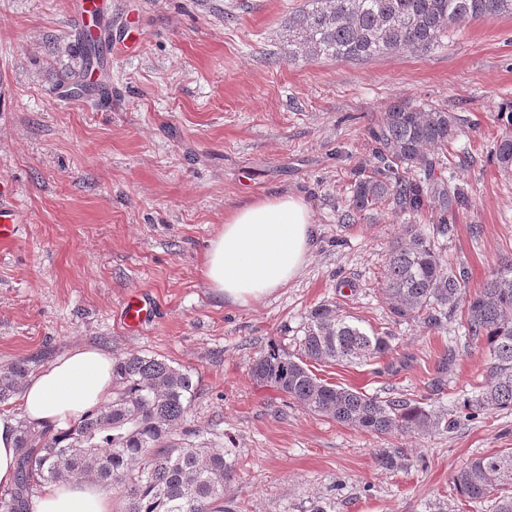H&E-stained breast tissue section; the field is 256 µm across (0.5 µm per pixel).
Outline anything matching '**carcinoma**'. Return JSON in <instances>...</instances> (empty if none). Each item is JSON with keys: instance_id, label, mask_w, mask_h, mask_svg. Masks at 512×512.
I'll return each instance as SVG.
<instances>
[{"instance_id": "1", "label": "carcinoma", "mask_w": 512, "mask_h": 512, "mask_svg": "<svg viewBox=\"0 0 512 512\" xmlns=\"http://www.w3.org/2000/svg\"><path fill=\"white\" fill-rule=\"evenodd\" d=\"M512 13V0H308L288 19V59H368L405 48L427 50L452 28L486 16ZM503 132L493 155L512 172V104L496 114ZM456 117L445 111L395 104L377 129L371 170L357 172L348 211H370L385 202L417 214L426 206L433 160L429 151L448 144ZM407 226L389 250L380 290L393 318L418 319L437 327L462 308L465 344L489 352L487 379L463 401L466 416L485 410L512 411V263L467 293L466 274L443 262L438 238ZM388 332L366 329L332 303L315 306L301 340L302 358L292 359L270 344L258 352L251 376L305 410L375 436L421 434L448 429L455 421L425 403L405 397L368 395L318 379L304 359L368 364L392 351ZM30 370L19 358L0 367V402L18 393ZM112 401L66 429L18 426V477L0 497V512H33L43 485L91 476L122 501L121 512H234L228 490L234 477L230 449L214 450L174 438L191 408L192 376L163 359L131 354L113 361ZM457 492L482 502L492 492L512 489V448L477 457L453 478Z\"/></svg>"}]
</instances>
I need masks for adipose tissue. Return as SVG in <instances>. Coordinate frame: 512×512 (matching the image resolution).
Wrapping results in <instances>:
<instances>
[{
    "label": "adipose tissue",
    "instance_id": "obj_1",
    "mask_svg": "<svg viewBox=\"0 0 512 512\" xmlns=\"http://www.w3.org/2000/svg\"><path fill=\"white\" fill-rule=\"evenodd\" d=\"M314 224L298 196L274 194L232 212L211 240L201 275L226 302L248 306L296 279L313 250ZM112 356L97 347L72 348L34 375L20 393L24 417L67 426L112 398ZM112 497L91 480L45 485L37 512H112Z\"/></svg>",
    "mask_w": 512,
    "mask_h": 512
}]
</instances>
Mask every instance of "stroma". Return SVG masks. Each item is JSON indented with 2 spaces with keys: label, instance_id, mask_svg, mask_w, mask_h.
I'll use <instances>...</instances> for the list:
<instances>
[{
  "label": "stroma",
  "instance_id": "1",
  "mask_svg": "<svg viewBox=\"0 0 512 512\" xmlns=\"http://www.w3.org/2000/svg\"><path fill=\"white\" fill-rule=\"evenodd\" d=\"M104 28L140 43L112 55L111 94L61 95L83 61L69 0H0V199L21 211L0 246V365L40 370L78 345L154 356L197 385L185 428L232 451L236 512H492L453 487L468 460L512 448V411L468 419L485 381L481 345L452 347L458 316L438 328L393 322L378 288L407 225L447 217L444 259L469 289L512 263V175L492 160L500 104L512 101V15L448 31L428 50L367 61L289 60L288 19L306 0H103ZM397 103L452 113L433 179L465 206H394L348 215L370 131ZM273 192L302 196L316 247L288 287L246 307L224 303L201 268L224 216ZM149 298L140 328L126 300ZM392 333L364 365L309 362L318 378L381 397L426 399L456 425L373 436L303 410L256 384L250 366L275 344L294 354L309 311ZM400 449L401 468L376 461ZM153 315L150 302L140 296L130 298L122 310V321L129 329H137Z\"/></svg>",
  "mask_w": 512,
  "mask_h": 512
}]
</instances>
